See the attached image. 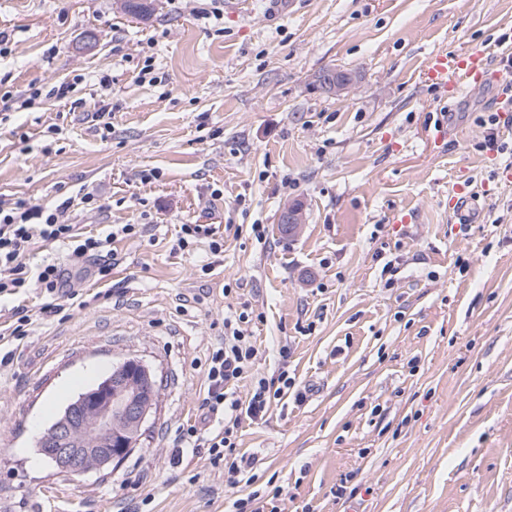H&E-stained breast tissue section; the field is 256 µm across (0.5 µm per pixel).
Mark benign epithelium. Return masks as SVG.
<instances>
[{
  "label": "benign epithelium",
  "mask_w": 512,
  "mask_h": 512,
  "mask_svg": "<svg viewBox=\"0 0 512 512\" xmlns=\"http://www.w3.org/2000/svg\"><path fill=\"white\" fill-rule=\"evenodd\" d=\"M355 76L338 71L326 84L315 86L336 96L354 83ZM288 234L305 223L301 206L286 205L281 213ZM158 383L154 371L142 360L129 357L112 366V372L82 390L37 439V451L58 471L75 476L105 472L122 461L138 444L143 428L153 416Z\"/></svg>",
  "instance_id": "obj_1"
}]
</instances>
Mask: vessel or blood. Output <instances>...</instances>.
I'll use <instances>...</instances> for the list:
<instances>
[{
	"instance_id": "obj_1",
	"label": "vessel or blood",
	"mask_w": 512,
	"mask_h": 512,
	"mask_svg": "<svg viewBox=\"0 0 512 512\" xmlns=\"http://www.w3.org/2000/svg\"><path fill=\"white\" fill-rule=\"evenodd\" d=\"M491 75V65L483 50L459 55L439 52L426 64L425 78L441 98L459 94L463 89L483 83Z\"/></svg>"
}]
</instances>
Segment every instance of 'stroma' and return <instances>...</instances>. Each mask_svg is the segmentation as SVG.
<instances>
[{
	"label": "stroma",
	"mask_w": 512,
	"mask_h": 512,
	"mask_svg": "<svg viewBox=\"0 0 512 512\" xmlns=\"http://www.w3.org/2000/svg\"><path fill=\"white\" fill-rule=\"evenodd\" d=\"M196 7L155 0L142 21L120 0H0V200L71 199L85 235L153 227L111 243L106 277L67 268L91 298L67 318L19 295L40 317L0 366V512H139L146 497L150 512H228L252 489L280 490L283 512H512V155L481 148L493 112L512 146V112L498 82L444 106L423 75L439 51H497L512 0H235L220 33ZM324 68L355 82L311 89ZM64 80L68 98H50ZM104 106L107 130L91 120ZM460 187L477 220L458 229ZM292 202L294 236L277 224ZM183 224L211 225L223 253L179 250ZM244 300L263 316L257 372L276 374L287 345L294 385L243 422L255 478L230 486L206 453L172 458L206 348ZM128 357L159 381L138 447L108 474L56 472L37 437Z\"/></svg>",
	"instance_id": "stroma-1"
}]
</instances>
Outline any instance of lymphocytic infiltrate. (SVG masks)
<instances>
[{"instance_id": "lymphocytic-infiltrate-1", "label": "lymphocytic infiltrate", "mask_w": 512, "mask_h": 512, "mask_svg": "<svg viewBox=\"0 0 512 512\" xmlns=\"http://www.w3.org/2000/svg\"><path fill=\"white\" fill-rule=\"evenodd\" d=\"M69 208L66 201L45 209L22 199L6 207L0 205V298H10L34 287L55 297V304L49 307L55 314L63 313L80 298L79 288L65 279L58 264L45 263L33 268L26 265L23 257L33 239L62 244L72 264L79 266L96 260L106 243L143 237L151 230L147 224H116L106 238L84 236L68 223ZM253 314L246 301L225 314L224 332L216 336L207 350L201 413L181 429L184 448L207 449L211 465L226 469L233 485L243 481L254 466L253 457L236 452L243 420H262L292 385L286 370L288 349L284 346L278 351L281 370L277 378L251 377L250 371L260 355L248 331ZM246 378L250 379L251 387L246 396H238L236 387ZM214 415L219 418L215 424L210 421Z\"/></svg>"}]
</instances>
